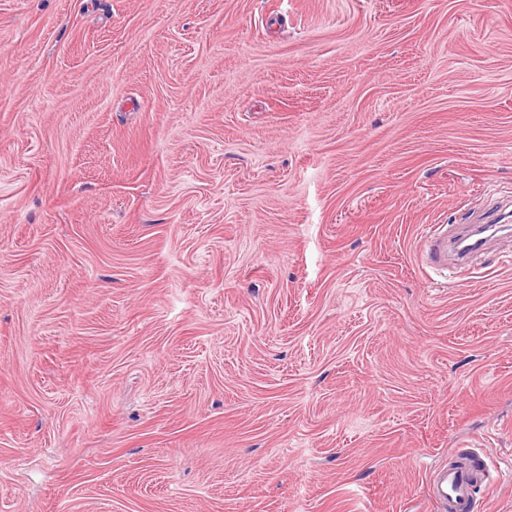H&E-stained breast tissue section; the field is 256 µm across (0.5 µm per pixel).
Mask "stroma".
I'll list each match as a JSON object with an SVG mask.
<instances>
[{
	"label": "stroma",
	"instance_id": "stroma-1",
	"mask_svg": "<svg viewBox=\"0 0 512 512\" xmlns=\"http://www.w3.org/2000/svg\"><path fill=\"white\" fill-rule=\"evenodd\" d=\"M512 0H0V512H512ZM511 211H509L508 215L505 216V214L500 213H493L492 215L488 216L487 219L482 223V232H490L488 236L481 238L477 240L470 248H468L466 251L463 252H456L457 255H460L461 257L469 255L473 252L478 251L484 242L490 238H493L496 236L498 229L501 228L502 224H510L511 221H509V218L511 219L512 214H510ZM422 255L426 265L448 271V232L445 225L430 226L424 237ZM434 497L445 505V512H472L473 487L470 474L461 469L440 470L432 482Z\"/></svg>",
	"mask_w": 512,
	"mask_h": 512
}]
</instances>
